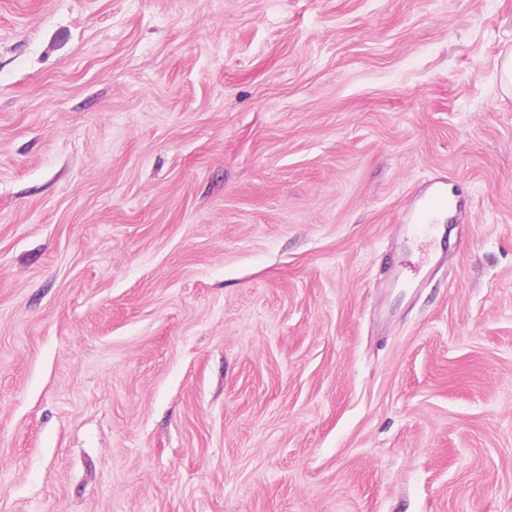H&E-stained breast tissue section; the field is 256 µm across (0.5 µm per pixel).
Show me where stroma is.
<instances>
[{"label":"stroma","mask_w":512,"mask_h":512,"mask_svg":"<svg viewBox=\"0 0 512 512\" xmlns=\"http://www.w3.org/2000/svg\"><path fill=\"white\" fill-rule=\"evenodd\" d=\"M511 51L512 0H0V512H512Z\"/></svg>","instance_id":"obj_1"}]
</instances>
